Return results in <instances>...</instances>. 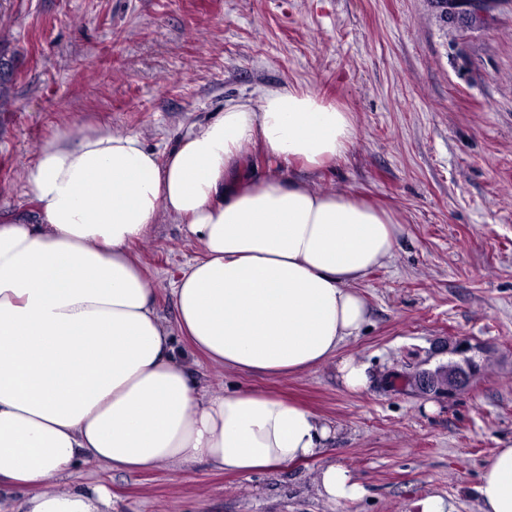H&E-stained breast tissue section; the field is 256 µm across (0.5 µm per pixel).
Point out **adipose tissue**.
<instances>
[{"label":"adipose tissue","mask_w":512,"mask_h":512,"mask_svg":"<svg viewBox=\"0 0 512 512\" xmlns=\"http://www.w3.org/2000/svg\"><path fill=\"white\" fill-rule=\"evenodd\" d=\"M355 137L349 112L293 86L226 101L161 154L89 124L54 132L26 173L33 213L0 218V505L112 512L105 484L70 483L75 466L249 475L333 445L335 429L286 396L211 391L174 338L226 370L288 377L331 362L346 390L368 389L369 363L341 349L369 321L357 285L392 258L399 220L279 171L241 175L255 148L315 171ZM164 216L204 250L174 283L172 324L133 253ZM315 484L333 503L365 493L335 462ZM476 490L482 512H512V444Z\"/></svg>","instance_id":"ef3b65f1"}]
</instances>
